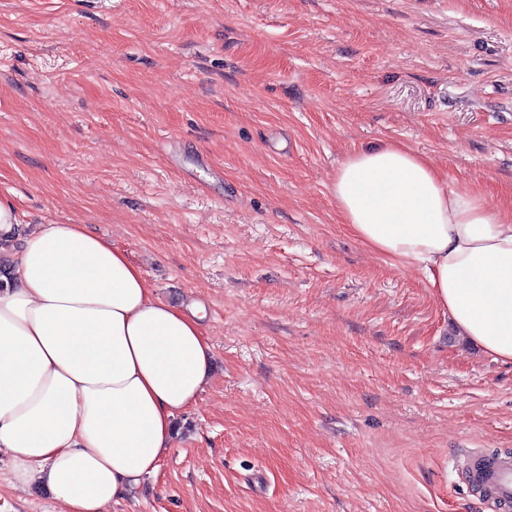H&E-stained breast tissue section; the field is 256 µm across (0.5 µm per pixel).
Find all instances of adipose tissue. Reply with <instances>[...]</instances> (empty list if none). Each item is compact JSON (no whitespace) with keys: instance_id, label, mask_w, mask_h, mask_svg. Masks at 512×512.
Returning <instances> with one entry per match:
<instances>
[{"instance_id":"obj_1","label":"adipose tissue","mask_w":512,"mask_h":512,"mask_svg":"<svg viewBox=\"0 0 512 512\" xmlns=\"http://www.w3.org/2000/svg\"><path fill=\"white\" fill-rule=\"evenodd\" d=\"M331 192L356 238L419 269L458 332L512 363V213L401 143L348 155ZM0 242V452L15 486L105 512L158 472L212 377L201 318L86 225L22 224L0 203Z\"/></svg>"}]
</instances>
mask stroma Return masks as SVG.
<instances>
[{"instance_id": "obj_1", "label": "stroma", "mask_w": 512, "mask_h": 512, "mask_svg": "<svg viewBox=\"0 0 512 512\" xmlns=\"http://www.w3.org/2000/svg\"><path fill=\"white\" fill-rule=\"evenodd\" d=\"M391 143L512 207V0H0V201L201 304L215 356L107 512H495L462 467L512 453V365L331 193ZM11 466L0 512H61Z\"/></svg>"}]
</instances>
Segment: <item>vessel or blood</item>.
Masks as SVG:
<instances>
[{"instance_id": "obj_1", "label": "vessel or blood", "mask_w": 512, "mask_h": 512, "mask_svg": "<svg viewBox=\"0 0 512 512\" xmlns=\"http://www.w3.org/2000/svg\"><path fill=\"white\" fill-rule=\"evenodd\" d=\"M464 477L473 496L512 512V454H472Z\"/></svg>"}]
</instances>
